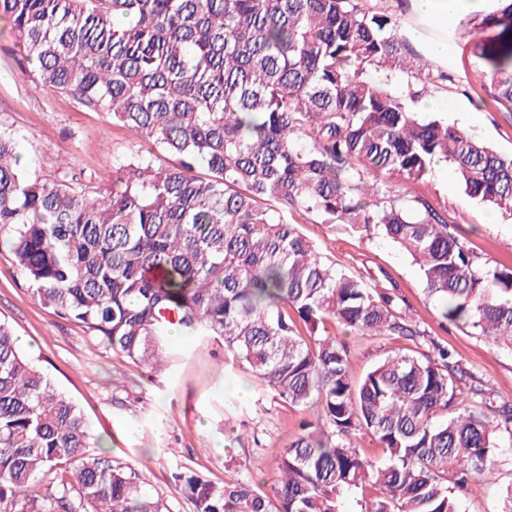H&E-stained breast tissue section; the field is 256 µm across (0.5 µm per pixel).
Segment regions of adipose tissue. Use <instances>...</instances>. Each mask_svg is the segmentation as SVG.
I'll return each mask as SVG.
<instances>
[{
    "instance_id": "obj_1",
    "label": "adipose tissue",
    "mask_w": 512,
    "mask_h": 512,
    "mask_svg": "<svg viewBox=\"0 0 512 512\" xmlns=\"http://www.w3.org/2000/svg\"><path fill=\"white\" fill-rule=\"evenodd\" d=\"M418 19L414 29L425 55L440 62L448 56V27L462 18L461 0H411Z\"/></svg>"
}]
</instances>
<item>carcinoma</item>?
I'll return each instance as SVG.
<instances>
[{"label": "carcinoma", "instance_id": "carcinoma-1", "mask_svg": "<svg viewBox=\"0 0 512 512\" xmlns=\"http://www.w3.org/2000/svg\"><path fill=\"white\" fill-rule=\"evenodd\" d=\"M501 2L477 50L512 112V0ZM0 18L26 77L134 137L102 193L31 176L0 130V243L36 300L155 372L176 357L172 327L215 336L311 413L273 449L268 490L177 473L192 512H461L492 475L488 458L512 447V407L435 341L432 355L397 348L353 379L328 325L392 340L425 331L295 220L383 234L418 266L441 324L512 352V268L475 254L447 209L393 185L445 162L469 197L512 216V155L371 79L398 68L423 90L432 80L387 0H0ZM361 433L381 461L357 448ZM92 441L0 321V512H171L137 469L89 456Z\"/></svg>", "mask_w": 512, "mask_h": 512}]
</instances>
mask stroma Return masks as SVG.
Instances as JSON below:
<instances>
[{"instance_id":"obj_1","label":"stroma","mask_w":512,"mask_h":512,"mask_svg":"<svg viewBox=\"0 0 512 512\" xmlns=\"http://www.w3.org/2000/svg\"><path fill=\"white\" fill-rule=\"evenodd\" d=\"M491 4L465 0L462 22L448 31L447 60L428 64L435 80L427 91H419L411 75L398 70L391 72L389 84L403 93L419 91L413 107L421 115L447 121L511 155L512 114L493 100L474 51ZM20 59L13 39L0 28V129L18 137L27 170L50 179L75 174L83 187L111 189L112 162L128 152L131 132L71 96L37 86L23 75ZM397 189L447 208L460 239L493 264L512 267V215L466 196L446 165L437 164L426 179L398 182ZM298 229L338 269L407 304L424 332L408 344L415 353L430 352L435 341L447 345L462 367L491 389L496 404H512V353L471 330L442 327L416 266L403 251L381 236L337 232L311 217L299 218ZM0 321L13 328L22 348L78 404L106 455L137 468L151 491L164 494L172 512H191L172 480L186 466L217 482L246 474L272 485L278 476L272 451L287 446L306 417L274 399L245 366L227 363L223 343L208 336L177 340L181 357L162 373L116 355L80 324L41 305L4 246ZM335 336L348 349L355 379L406 345L340 329ZM240 384L248 389L243 399L234 394ZM492 466L495 484L464 498L462 512H502V491L512 485V448L499 449Z\"/></svg>"}]
</instances>
